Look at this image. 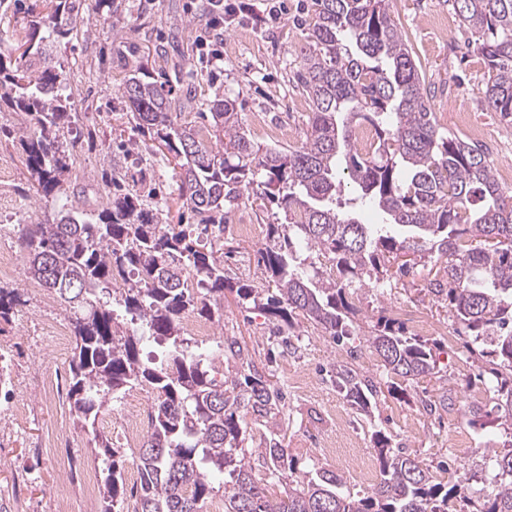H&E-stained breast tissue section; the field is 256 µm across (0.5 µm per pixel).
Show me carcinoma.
Masks as SVG:
<instances>
[{
    "instance_id": "obj_1",
    "label": "carcinoma",
    "mask_w": 512,
    "mask_h": 512,
    "mask_svg": "<svg viewBox=\"0 0 512 512\" xmlns=\"http://www.w3.org/2000/svg\"><path fill=\"white\" fill-rule=\"evenodd\" d=\"M41 2L48 12L31 15L25 39L0 56V109L21 117L15 140L28 181L54 198L77 139L65 136L72 119L61 94L67 74L53 48L76 30L84 4ZM453 7L477 34L473 52L487 69L485 100L512 120V0H453ZM309 14L297 79L312 112L294 147L255 144L230 98L211 104L215 144L208 145L182 117L183 106L147 73L120 88L136 127L177 160L179 196L194 223H162L149 195L113 173L100 211L70 206L50 220L18 225L27 279L73 310L69 399L77 426L94 425L109 401L133 387L156 392L135 459V512H200L223 474L224 512H464L458 485L438 480L380 430L373 433L379 470L372 494L351 493L326 470L306 481L295 475L279 440L281 396L247 348L233 336L217 345L218 355L236 364L218 380L184 347L182 319L194 311L222 317L226 290L290 330L302 319L340 345L352 336L354 284L390 288L394 274L412 269L406 256L426 257L438 270L424 290L448 302L453 322L483 345L480 356L492 365L483 390L497 420L512 430V191L498 182L482 147L437 124L389 0H311ZM362 125L375 133L364 153L353 144ZM342 174L353 186L351 201L377 207L386 223L336 212ZM255 196L281 209L284 222L267 225L259 251L266 287L236 288L217 257L224 214ZM317 257L329 259V272L320 271ZM23 304L17 289L0 286V321ZM137 322L169 344L171 368L140 360ZM366 342L392 386L396 378L440 373L434 345L405 335L393 318H381ZM329 378L362 415L382 393L380 381L348 362L336 364ZM259 426L265 432L254 465L242 443ZM285 475L298 487L282 496L272 483ZM119 477L108 468L102 512L119 504ZM494 478L496 489L474 512H512V439L495 454Z\"/></svg>"
}]
</instances>
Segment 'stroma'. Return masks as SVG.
I'll list each match as a JSON object with an SVG mask.
<instances>
[{"label": "stroma", "mask_w": 512, "mask_h": 512, "mask_svg": "<svg viewBox=\"0 0 512 512\" xmlns=\"http://www.w3.org/2000/svg\"><path fill=\"white\" fill-rule=\"evenodd\" d=\"M244 1L249 4L245 12L239 9ZM205 2L142 0L141 8L119 10L108 21L98 0H84L77 34L55 51L68 74L66 93L80 133L72 173L64 186L72 193L73 203L105 204L102 166L108 154L113 164L127 167L130 175L145 173L165 223L191 221L179 197L173 160L153 155L143 171L126 163L128 148L149 142L136 129L119 92L137 66L171 90L173 97L193 91L195 98L185 117L201 130H208L210 124L201 114L204 104L225 96L234 100L241 126L260 146L268 141L253 131L252 116L257 112L275 124L306 131L309 110L301 105L303 96L294 76L300 68V21L306 16L307 0H224V22L217 29L207 25ZM391 10L426 74L428 101L439 126L460 136L470 126L484 129L490 138L487 155L492 166L512 162V122L487 106L486 69L472 50L471 33L455 19L451 0H391ZM259 15L265 17V24L256 23ZM437 15L452 17L451 35L432 27ZM216 49L221 52L217 58L212 55ZM459 111L467 113V125L457 122ZM0 165L5 168L0 181V241L12 247L19 220L42 215L47 205L28 185L23 157L10 141L0 142ZM274 221L273 212L256 203L239 205L227 214L221 259L232 285H260L258 251L266 242V225ZM240 222L257 225V236L238 233L235 226ZM424 274L418 265L409 275L397 278L387 293L357 291L353 302L358 314L352 332L358 346L354 349L336 345L304 322L296 327L297 339L291 347L276 345L273 325L257 311L238 306L231 293L224 299L221 322L212 325L211 337L202 342L194 338L190 344L212 350L222 337L233 336L247 347L256 368L285 396L287 425L282 443L298 475L322 468L339 476L351 492H372V485L346 468L344 455L350 450L372 455V433L381 429L395 444L417 453L437 477L458 483L479 501L492 490V471L489 461L474 451L502 449L506 434L488 415L477 423L468 422L465 393L479 390L478 368L469 359L468 339L458 333L447 302L424 291ZM17 288L26 303L12 320L0 322V331L15 338L14 345L4 351L12 361L13 384L9 394L0 393V433L13 435L8 447H0V512H54V493L66 474L52 457L37 455L32 444L60 424L66 427L67 453L93 471L106 466L104 455L94 451L95 435L107 437L111 447L119 449L118 465L127 493L123 512H133L132 491L139 485V473L116 426L103 415L96 433L84 432L75 425L69 403L46 400L30 380L34 369L68 367V360H56L38 334L42 319L70 323L69 311L57 294L28 279H21ZM400 308L419 310L433 321L435 331L428 339L438 345L441 374L409 383L402 391L382 392L369 414H359L326 371L350 359L363 374L378 376L380 360L363 338L379 317L393 316ZM443 395L450 399L448 408L432 416L423 411L422 400ZM16 399L24 400L30 410L18 430L12 429L7 415Z\"/></svg>", "instance_id": "35a3bbf8"}]
</instances>
